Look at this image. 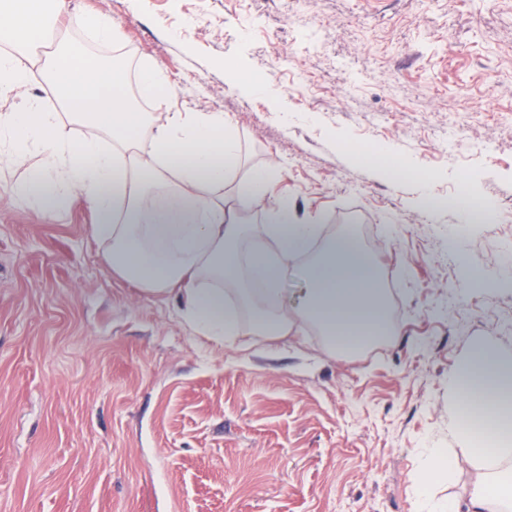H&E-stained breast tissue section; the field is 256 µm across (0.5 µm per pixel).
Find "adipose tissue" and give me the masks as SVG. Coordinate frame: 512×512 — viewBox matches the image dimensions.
I'll return each instance as SVG.
<instances>
[{
	"instance_id": "adipose-tissue-1",
	"label": "adipose tissue",
	"mask_w": 512,
	"mask_h": 512,
	"mask_svg": "<svg viewBox=\"0 0 512 512\" xmlns=\"http://www.w3.org/2000/svg\"><path fill=\"white\" fill-rule=\"evenodd\" d=\"M80 28L98 43L118 44L125 33L89 0L71 11L69 0H0V98L18 104L0 113V166L27 167L18 197L48 218L65 202L86 206L100 261L143 292L173 296L190 330L211 340L240 333L224 303L223 283L244 285L257 318L254 328L279 339L299 325L319 327L334 350L362 348L384 335L386 315L378 270L356 236L342 234L304 269L301 307L292 308L281 282L290 259L307 254L320 233L300 223L278 195L280 165L269 160L237 182L241 156L220 112H172L154 123L121 92L122 70L88 59L63 37ZM48 49L37 52L35 40ZM41 78L58 108L45 111L29 94ZM81 126L73 136L72 126ZM268 211L270 244L240 252L244 207ZM455 387L462 428L481 427L493 451L472 446L488 479L467 491L468 512H512V376L494 351L480 349L459 370ZM419 479L418 512H458L434 501L435 479L452 474L453 450L431 448Z\"/></svg>"
}]
</instances>
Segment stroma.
<instances>
[{
    "instance_id": "stroma-1",
    "label": "stroma",
    "mask_w": 512,
    "mask_h": 512,
    "mask_svg": "<svg viewBox=\"0 0 512 512\" xmlns=\"http://www.w3.org/2000/svg\"><path fill=\"white\" fill-rule=\"evenodd\" d=\"M100 5L177 82L156 120L223 113L304 223L354 220L398 319L378 351L313 326L209 341L100 262L80 208L41 218L4 171L0 512H415L429 448L456 451L434 499L464 502L454 379L477 345L512 359V0ZM379 144L403 178L354 153Z\"/></svg>"
}]
</instances>
